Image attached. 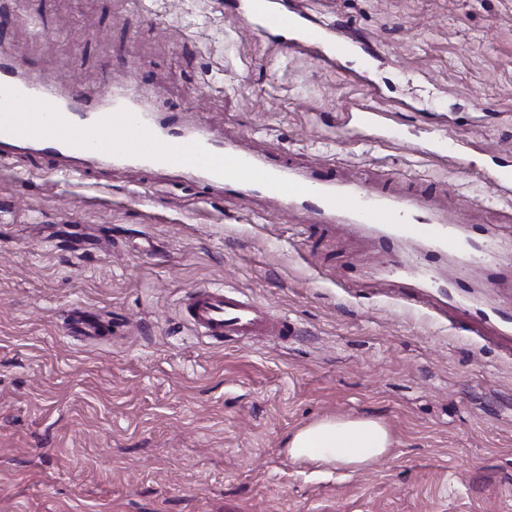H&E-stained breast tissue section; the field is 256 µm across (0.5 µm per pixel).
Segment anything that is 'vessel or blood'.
<instances>
[{
  "label": "vessel or blood",
  "mask_w": 512,
  "mask_h": 512,
  "mask_svg": "<svg viewBox=\"0 0 512 512\" xmlns=\"http://www.w3.org/2000/svg\"><path fill=\"white\" fill-rule=\"evenodd\" d=\"M245 11L268 34L290 32L292 49L319 64L332 66L350 51L345 41H330L324 29L283 0H247ZM38 145L50 156L104 155L151 171L189 169L226 195L263 199L301 212L313 225H358L374 232L387 253L389 281L408 285L404 298L414 303L458 299L460 282L443 286L433 262L443 255L484 266L495 282L501 246L479 231L464 232L459 219L433 197L405 192L373 177L345 179L332 169L302 170L274 152L256 153L216 135L190 137L176 121L159 120L127 93L112 96L106 107L89 100L60 101L48 82L22 80L12 61L0 62V149ZM401 240L420 243L426 260L412 264L392 256ZM184 314L202 336L226 339L265 337L283 341L291 335L287 316L261 309L239 291L207 286L190 290Z\"/></svg>",
  "instance_id": "vessel-or-blood-1"
}]
</instances>
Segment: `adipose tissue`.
I'll use <instances>...</instances> for the list:
<instances>
[{"mask_svg":"<svg viewBox=\"0 0 512 512\" xmlns=\"http://www.w3.org/2000/svg\"><path fill=\"white\" fill-rule=\"evenodd\" d=\"M391 446V435L378 420L326 418L294 433L288 453L296 460L358 471L378 463Z\"/></svg>","mask_w":512,"mask_h":512,"instance_id":"ef3b65f1","label":"adipose tissue"}]
</instances>
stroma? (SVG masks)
Masks as SVG:
<instances>
[{"label":"stroma","instance_id":"1","mask_svg":"<svg viewBox=\"0 0 512 512\" xmlns=\"http://www.w3.org/2000/svg\"><path fill=\"white\" fill-rule=\"evenodd\" d=\"M359 41L338 68L268 38L238 0H0V58L58 96L134 94L160 118L290 163L377 170L500 235L512 192V0H299ZM389 111L372 132L347 107ZM395 142H386L388 130ZM458 162L436 152L449 145ZM371 234L104 157L0 158V512H512V357L469 315L512 314V270L439 259L448 321L380 275ZM234 288L294 334L214 345L189 288ZM101 318L69 332L68 311ZM373 418L393 446L351 472L291 436Z\"/></svg>","mask_w":512,"mask_h":512}]
</instances>
